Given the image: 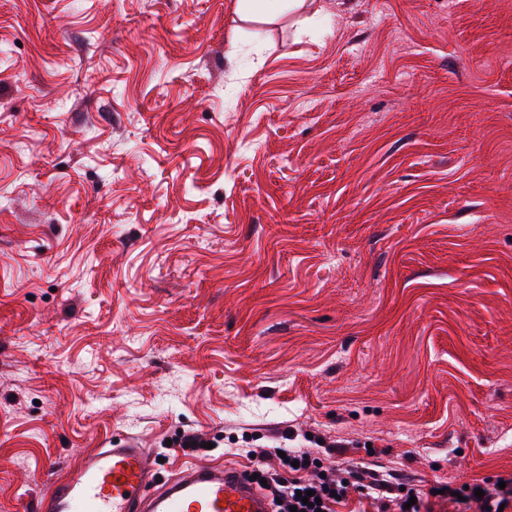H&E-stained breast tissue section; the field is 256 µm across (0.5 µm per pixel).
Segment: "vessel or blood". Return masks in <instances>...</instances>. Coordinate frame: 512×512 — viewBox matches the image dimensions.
Masks as SVG:
<instances>
[{"label": "vessel or blood", "mask_w": 512, "mask_h": 512, "mask_svg": "<svg viewBox=\"0 0 512 512\" xmlns=\"http://www.w3.org/2000/svg\"><path fill=\"white\" fill-rule=\"evenodd\" d=\"M36 512H271V504L237 468L190 463L158 487L147 449L99 448L48 482Z\"/></svg>", "instance_id": "vessel-or-blood-1"}]
</instances>
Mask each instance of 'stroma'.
Returning <instances> with one entry per match:
<instances>
[{
	"mask_svg": "<svg viewBox=\"0 0 512 512\" xmlns=\"http://www.w3.org/2000/svg\"><path fill=\"white\" fill-rule=\"evenodd\" d=\"M1 49L0 512L94 448L512 477V0H0Z\"/></svg>",
	"mask_w": 512,
	"mask_h": 512,
	"instance_id": "35a3bbf8",
	"label": "stroma"
}]
</instances>
